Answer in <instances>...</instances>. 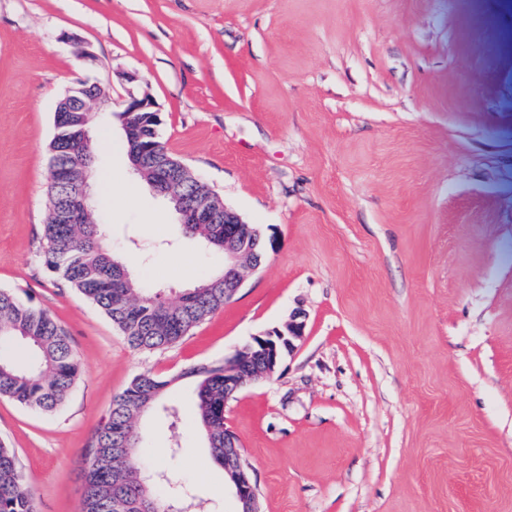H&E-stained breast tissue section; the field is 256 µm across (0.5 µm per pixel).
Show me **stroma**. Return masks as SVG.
Returning <instances> with one entry per match:
<instances>
[{
    "mask_svg": "<svg viewBox=\"0 0 512 512\" xmlns=\"http://www.w3.org/2000/svg\"><path fill=\"white\" fill-rule=\"evenodd\" d=\"M80 80L111 93L93 187L142 288L176 301L224 255L134 175L131 98L266 243L162 350L131 349L38 257L54 108ZM0 289L51 313L79 364L53 413L0 398L37 512H79L84 450L146 371L171 382L140 423L147 466L180 444L182 480L236 512L186 372L295 316L294 351L224 409L261 512H512V0H0Z\"/></svg>",
    "mask_w": 512,
    "mask_h": 512,
    "instance_id": "obj_1",
    "label": "stroma"
}]
</instances>
